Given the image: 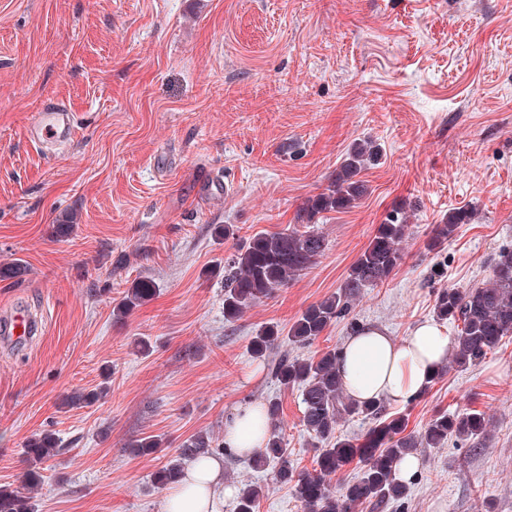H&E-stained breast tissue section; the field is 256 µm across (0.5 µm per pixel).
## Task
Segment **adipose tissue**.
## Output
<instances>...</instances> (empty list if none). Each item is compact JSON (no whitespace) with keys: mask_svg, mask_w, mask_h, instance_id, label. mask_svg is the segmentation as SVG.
<instances>
[{"mask_svg":"<svg viewBox=\"0 0 512 512\" xmlns=\"http://www.w3.org/2000/svg\"><path fill=\"white\" fill-rule=\"evenodd\" d=\"M452 347L447 328L432 320L419 322L405 337L363 324L345 339L337 369L351 398L404 404L420 396ZM267 437L264 408L257 403L241 407L224 427L227 452L241 458L252 457ZM235 494V486L224 481L223 457L212 455L186 468L167 491L163 512H221L225 499Z\"/></svg>","mask_w":512,"mask_h":512,"instance_id":"ef3b65f1","label":"adipose tissue"}]
</instances>
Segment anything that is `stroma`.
Segmentation results:
<instances>
[{"label":"stroma","mask_w":512,"mask_h":512,"mask_svg":"<svg viewBox=\"0 0 512 512\" xmlns=\"http://www.w3.org/2000/svg\"><path fill=\"white\" fill-rule=\"evenodd\" d=\"M51 101L70 106L76 134L37 148L25 130ZM361 140L381 159L361 171L357 207L319 218L324 254L225 318V259L256 233L298 228ZM207 169L232 189L199 203ZM458 210L470 223L430 250L434 225ZM396 211L409 224L390 279L311 344L290 343ZM68 214L77 224L62 237ZM510 246L512 0H0V268H22L0 278V310L44 323L27 346L0 343V486L24 489L27 442L54 433L36 512H162L154 474L181 445L223 443L240 406L272 399L290 465L312 469L300 392L275 381L271 361L342 345L353 319L407 336L433 318L438 291L487 280ZM141 280L155 294L116 316ZM265 326L281 337L257 358ZM103 386L95 403L61 405ZM472 410L486 441L417 448L404 512H512V335L385 413L416 434L438 413ZM154 436L158 453L133 454ZM224 479L261 485L255 512H303L252 459L225 457Z\"/></svg>","instance_id":"35a3bbf8"}]
</instances>
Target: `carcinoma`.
Wrapping results in <instances>:
<instances>
[{
    "label": "carcinoma",
    "instance_id": "carcinoma-1",
    "mask_svg": "<svg viewBox=\"0 0 512 512\" xmlns=\"http://www.w3.org/2000/svg\"><path fill=\"white\" fill-rule=\"evenodd\" d=\"M380 151L371 141L358 142L336 170V178L324 192L309 199L297 214L303 224L317 223L318 215L355 207L366 192L358 178L362 169L377 161ZM472 212L458 210L448 214L442 224L434 226L430 247L438 249L452 238L462 224H467ZM407 227V217L389 215L378 225L376 233L351 267L343 289L307 307L288 331V341L305 345L318 338L333 322L350 313V300L361 289L385 283L401 261L398 243ZM327 248L322 234L315 230L300 232H260L234 253L224 264V315L230 319L242 310L269 295L272 291L312 265ZM154 285L139 281L127 291L120 309L127 312L151 296ZM437 319L458 327L454 349L448 364L441 371H464L482 363L496 349L503 337L512 334V247L499 251L489 278L468 289L445 288L437 294L434 305ZM279 340V330L273 326L260 329L251 342L252 353L258 357ZM341 349L334 347L313 359H281L272 366V376L281 385L298 387L302 392L303 423L320 444L316 467L311 472L295 474L288 466L286 443L278 432L280 404L267 406L270 437L265 448L253 457L258 468L269 462L279 464L277 480L294 484L296 497L305 512H356L364 507L371 512L400 507L409 493V486L398 482L393 473L394 463L412 448H441L448 438L462 441L487 435V421L480 412H442L431 419L423 431L414 437L403 435L405 421L401 416L382 419V405L357 403L346 393L336 371ZM363 417L379 421L361 443L338 434L343 419ZM58 439L43 433L27 444L31 469L26 474L28 488L41 484L36 466L55 457ZM215 452L211 440L197 435L179 448V459L159 469L154 480L165 486L182 475L183 464ZM359 459L364 463L361 476L334 489L332 475ZM262 493L257 485L240 489L237 512H254ZM0 512H35L32 497L9 487H0Z\"/></svg>",
    "mask_w": 512,
    "mask_h": 512
}]
</instances>
